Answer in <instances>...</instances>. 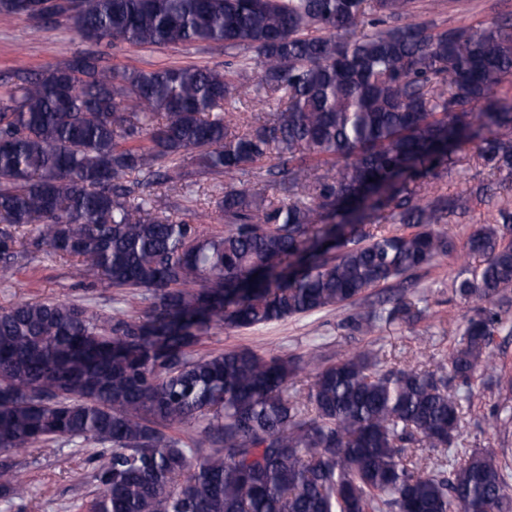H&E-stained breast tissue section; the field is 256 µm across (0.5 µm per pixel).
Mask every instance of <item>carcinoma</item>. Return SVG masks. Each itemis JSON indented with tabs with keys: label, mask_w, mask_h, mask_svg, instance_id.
Here are the masks:
<instances>
[{
	"label": "carcinoma",
	"mask_w": 512,
	"mask_h": 512,
	"mask_svg": "<svg viewBox=\"0 0 512 512\" xmlns=\"http://www.w3.org/2000/svg\"><path fill=\"white\" fill-rule=\"evenodd\" d=\"M439 5L0 0V21L33 33L65 22L96 45L252 52L222 70H129L83 51L0 85V273L36 254L75 258L90 287L148 293L118 319L88 298L0 308L1 452L107 448L86 512H512L493 452L431 457L458 437L447 375L469 387L495 372L512 392L491 349L512 303V99L494 95L512 74V12L479 27L412 20ZM279 97L266 117L240 111ZM473 141L496 181L440 192ZM221 177L215 210L170 201L177 220L146 192ZM490 204L496 216L464 245L483 263L455 282L476 307L436 369H385L370 349L196 353L216 326L331 308L361 336L422 320L416 272L457 251L442 225ZM382 221L409 231L373 230ZM375 288L397 289L391 307L363 302ZM185 426L188 443L171 434ZM26 493L1 466L0 497Z\"/></svg>",
	"instance_id": "cac0c4a2"
}]
</instances>
